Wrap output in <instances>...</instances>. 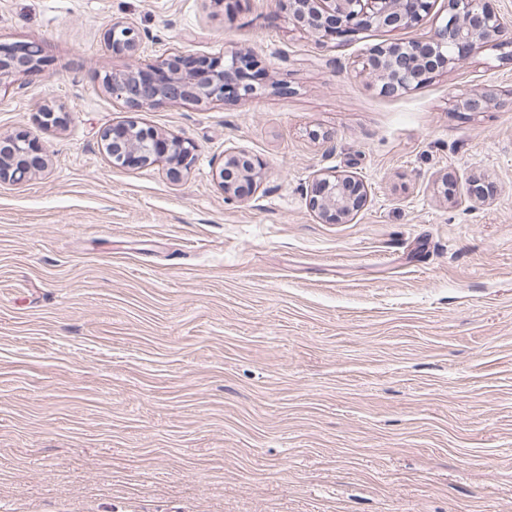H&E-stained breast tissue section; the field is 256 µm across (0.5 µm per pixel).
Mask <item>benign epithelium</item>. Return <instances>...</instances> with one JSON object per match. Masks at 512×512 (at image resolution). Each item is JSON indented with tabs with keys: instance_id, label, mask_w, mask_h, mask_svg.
<instances>
[{
	"instance_id": "benign-epithelium-1",
	"label": "benign epithelium",
	"mask_w": 512,
	"mask_h": 512,
	"mask_svg": "<svg viewBox=\"0 0 512 512\" xmlns=\"http://www.w3.org/2000/svg\"><path fill=\"white\" fill-rule=\"evenodd\" d=\"M277 6L288 14L295 29L324 40L357 35L374 27L390 31L414 28L429 13L431 0H277ZM107 41L112 43V53L119 56L133 57L139 48L137 33L121 23L108 29ZM480 41L511 48L512 24L489 9L485 0H448V15L431 35L375 48L363 61V70L378 82L381 94L396 96L426 82L439 70L456 67L470 57ZM41 54L40 46L34 43L0 50V86L36 72ZM183 60L185 57L174 55L157 65L130 64L105 76L103 85L132 110L230 98L246 102L257 96V88L244 81L233 59L226 64L220 57L203 60L197 67L182 71L177 64ZM495 101L490 89L457 99L458 106L467 112H482ZM39 118L46 128H60L67 121L65 110L49 106L40 110ZM159 137L163 134L134 120L117 123L100 135L112 164L124 163L131 154L142 166L165 164L169 177L178 181L194 163L196 147L185 139L170 137L168 151L162 154L155 148ZM33 146L35 143L23 134H0V181L22 182L44 167V157L32 158ZM262 167L260 160L243 150L225 155L217 174L224 194L238 193L240 180L257 183ZM366 197V187L357 176L337 172L314 180L310 203L325 219L347 222Z\"/></svg>"
}]
</instances>
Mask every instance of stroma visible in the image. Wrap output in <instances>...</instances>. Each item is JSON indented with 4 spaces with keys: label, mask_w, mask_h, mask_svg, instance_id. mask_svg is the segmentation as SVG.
Wrapping results in <instances>:
<instances>
[{
    "label": "stroma",
    "mask_w": 512,
    "mask_h": 512,
    "mask_svg": "<svg viewBox=\"0 0 512 512\" xmlns=\"http://www.w3.org/2000/svg\"><path fill=\"white\" fill-rule=\"evenodd\" d=\"M447 13L322 41L276 0H0V44L43 54L0 134L48 160L0 182V512H512V56L395 97L358 71ZM115 22L136 62L233 53L260 92L129 112ZM129 119L195 143L181 180L112 166ZM237 150L244 197L215 180ZM332 171L368 191L341 224L309 204ZM107 41L112 43V53L133 57L139 48V36L130 27L113 23L107 31ZM495 101V93L488 89L482 93L460 96L457 105L467 112H483L495 104ZM262 167L260 160L240 150L224 156V165L216 175L220 179L224 194L236 196L240 190V188L237 189L236 183L239 180H245L256 185L257 180L260 179Z\"/></svg>",
    "instance_id": "1"
}]
</instances>
